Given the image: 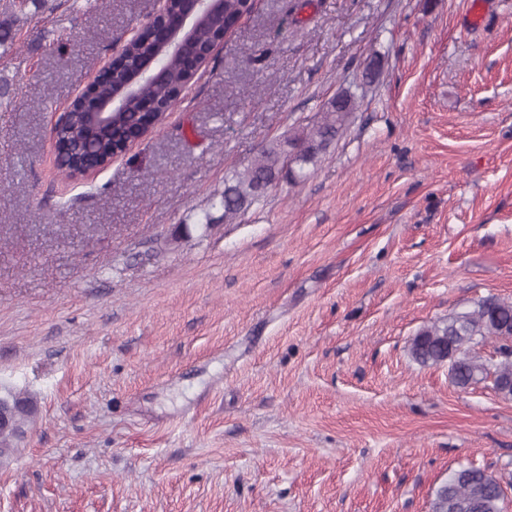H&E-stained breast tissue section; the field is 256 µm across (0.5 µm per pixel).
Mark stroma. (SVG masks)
Segmentation results:
<instances>
[{"label":"stroma","instance_id":"stroma-1","mask_svg":"<svg viewBox=\"0 0 512 512\" xmlns=\"http://www.w3.org/2000/svg\"><path fill=\"white\" fill-rule=\"evenodd\" d=\"M158 7L0 0V394L37 404L0 512H429L463 466L512 512V400L408 351L512 299V0L477 26L257 0L161 122L62 177L58 113ZM370 65L306 178L225 219V180Z\"/></svg>","mask_w":512,"mask_h":512}]
</instances>
